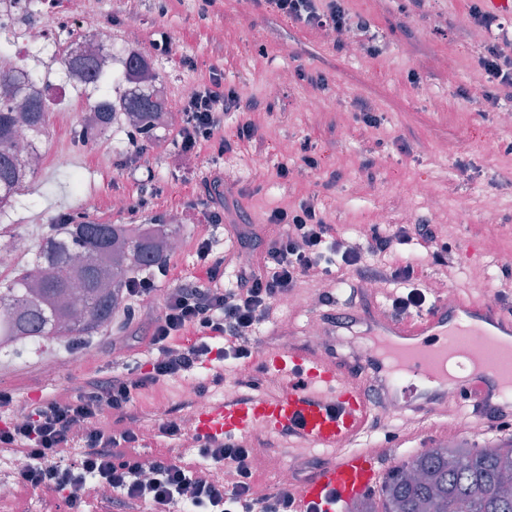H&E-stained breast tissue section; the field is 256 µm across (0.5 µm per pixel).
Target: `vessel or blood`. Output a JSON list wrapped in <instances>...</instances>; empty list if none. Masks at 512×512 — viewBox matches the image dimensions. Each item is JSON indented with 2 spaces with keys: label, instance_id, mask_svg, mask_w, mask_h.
I'll return each instance as SVG.
<instances>
[{
  "label": "vessel or blood",
  "instance_id": "b4317fda",
  "mask_svg": "<svg viewBox=\"0 0 512 512\" xmlns=\"http://www.w3.org/2000/svg\"><path fill=\"white\" fill-rule=\"evenodd\" d=\"M350 323L360 327L368 343L364 368L347 367L301 346L259 351L253 364L282 373L279 391L224 399L200 410L194 419L198 444L260 426L275 434L292 432L311 448L334 449V456L300 484L296 500L302 508L316 504L324 512H343L373 489L384 470L382 450L357 445L371 432V381H388L397 406L412 410L422 422L442 413L439 398L452 387L465 405L512 418V311L480 296H460L435 300L413 317L354 312ZM460 336L496 352L497 364L467 355L449 367L448 352Z\"/></svg>",
  "mask_w": 512,
  "mask_h": 512
}]
</instances>
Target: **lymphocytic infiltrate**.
Listing matches in <instances>:
<instances>
[{"label":"lymphocytic infiltrate","mask_w":512,"mask_h":512,"mask_svg":"<svg viewBox=\"0 0 512 512\" xmlns=\"http://www.w3.org/2000/svg\"><path fill=\"white\" fill-rule=\"evenodd\" d=\"M266 10L305 25L336 32L364 28V21L351 15L342 0H260ZM471 27L489 33L476 63L484 74L481 103L492 111L512 98V50L493 36L507 21L503 16L472 7ZM259 105L235 86L225 85L220 69L208 81L196 84L182 102V124L176 144L187 156L209 148L212 162L237 150L239 144L264 150L265 140L252 112ZM239 118L233 137H225L224 120ZM268 223L284 230L262 247L249 251V261L238 269L235 287L224 285V253L210 238L196 244L203 281L181 279L165 294L159 317L146 329L147 345L157 359L147 365L129 366L124 372L85 380L64 399H43L30 405L23 420L10 414L11 391L0 390V450L19 449L29 459L26 470L13 478V487L64 499L76 512L85 499L87 479L109 486L112 497L106 512H138L150 502L169 506L191 497L194 512H298L294 494L283 490L271 496L252 493V449L236 442L214 441L202 450L215 466L233 465L237 479L225 485L202 478L197 465L159 456L143 463L136 451L139 438L130 430L137 421L136 402L145 393L199 368L212 370V387L224 382L225 361H247L254 347L243 344L245 333L256 332L269 320L281 300L293 294L297 283L313 272L342 279L372 277L382 282H402L406 288L392 308L397 315H416L430 305L422 274L413 264L385 262L387 253L399 245L417 243L430 252L440 266L452 264L453 253L439 243L436 225L429 219L414 224L393 225L389 232L372 231L366 254L342 249L337 225L327 221L316 197L271 211ZM121 411L116 424L105 421L104 407ZM79 453H72L74 441ZM152 477L143 480V467Z\"/></svg>","instance_id":"obj_1"}]
</instances>
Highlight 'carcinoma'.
<instances>
[{"mask_svg": "<svg viewBox=\"0 0 512 512\" xmlns=\"http://www.w3.org/2000/svg\"><path fill=\"white\" fill-rule=\"evenodd\" d=\"M121 63L137 73L139 84L114 97L105 63L93 56L80 60L94 83L86 93L87 105L99 118L94 131H109L122 122L133 130H150L155 141L166 134L150 92L159 72L134 50L123 53ZM20 123L40 137L47 126V105L43 97L18 85L14 95L0 98V208L16 200L23 175L37 173L22 168L15 149L14 129ZM171 234L170 226L154 221L83 220L53 227L32 266L0 278V350H14L22 341L33 345L103 331L125 305L130 275L168 261L163 244ZM511 478L512 444L491 453L437 448L396 465L383 486V509L373 504L363 512H512Z\"/></svg>", "mask_w": 512, "mask_h": 512, "instance_id": "cac0c4a2", "label": "carcinoma"}]
</instances>
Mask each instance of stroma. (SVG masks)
<instances>
[{
  "label": "stroma",
  "mask_w": 512,
  "mask_h": 512,
  "mask_svg": "<svg viewBox=\"0 0 512 512\" xmlns=\"http://www.w3.org/2000/svg\"><path fill=\"white\" fill-rule=\"evenodd\" d=\"M472 0H346L351 13L370 21L367 34L358 42L372 41L379 52L370 56L360 50L338 48L330 32L312 28L258 6L241 11L239 0H216L207 18H199L197 0H99L96 25L111 28L114 38L127 29H137L143 51L155 55L159 71L173 89L207 80L212 68L224 73V81L244 93L270 104L259 127L268 140L263 166L243 151L225 156L219 174L224 180V208L230 222L221 224L214 236L218 242L234 237L238 224L252 225L262 232L268 213L292 205L301 197L317 196L328 220L339 224L343 237H365L367 224L384 208L396 209L398 199L414 182L432 185L442 211L452 220L448 244L454 251L450 267L433 265L419 248L401 246L393 262H412L422 268L427 286L441 285L454 294L482 293L478 276L489 278L490 286H500L512 272V127L500 123L497 112L484 111L478 97L484 77L476 65L482 42L472 36L468 12ZM169 34L168 52L155 49V31ZM222 39H214V31ZM192 56L196 68H185L180 60ZM272 68L288 72L290 79L279 93L268 94L264 75ZM325 73L327 89L296 80L297 69ZM315 96L320 108L302 112L298 100ZM372 103L382 120L374 129L353 118L360 102ZM176 127L153 143L149 154L156 183L162 194L155 208L130 217L127 210L111 208L113 196H130L144 179L143 169L126 162V153H113L111 146L93 151L74 138L71 121L50 118L40 146L45 164L23 191L21 207L0 214V225H11L16 233L43 236L52 220L61 213H84V199L98 197L101 206L96 221L106 224H144L154 211L176 206L183 212V250L170 258L175 276L196 273L193 253L196 239L206 228L204 215L191 208L190 200L202 189L210 164L207 154L172 166L176 154ZM453 144L452 153L442 150ZM310 146L319 167L302 168L303 146ZM68 151L67 166H56L57 149ZM374 163V179L361 170L364 160ZM293 170L290 182L276 175L278 164ZM340 170L344 179L336 186L323 185L322 174ZM469 195L473 209L457 215L454 203ZM332 297L333 309L342 308V285L331 284L321 275L302 279L292 295L291 306L277 307L276 324H289L292 338L279 342V349L306 341V329L324 307H312V299ZM91 347L96 362H85L79 350L66 341L43 342L38 352L22 355L0 353V385L19 399L32 401L42 396H66L90 373L107 375L125 363L142 359L147 351L136 328H108L96 335ZM51 359L56 368L44 373L42 359ZM183 380H172L149 393L141 402L145 417L140 454L154 457L163 444L154 436L153 407L163 400L176 406L181 400ZM468 417L458 414L448 419L446 434L435 445L456 443L481 448L487 442L502 445L512 441V428L485 421L481 433L472 434ZM309 459L323 465L331 458L324 448L289 449L269 454V465L257 474L256 484L266 493L280 489V469L295 459Z\"/></svg>",
  "instance_id": "obj_1"
}]
</instances>
